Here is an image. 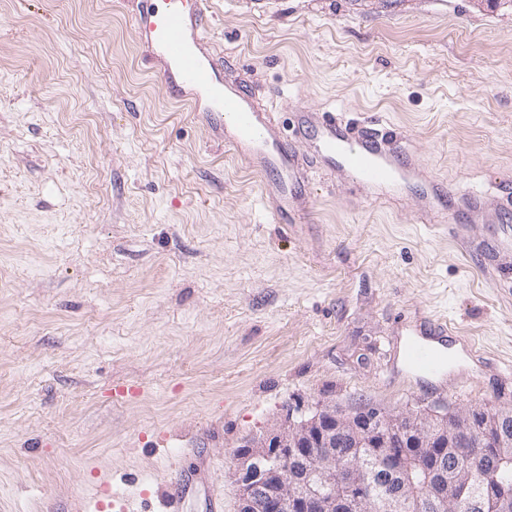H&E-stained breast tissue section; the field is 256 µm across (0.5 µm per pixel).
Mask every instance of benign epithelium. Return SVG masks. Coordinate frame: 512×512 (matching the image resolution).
I'll use <instances>...</instances> for the list:
<instances>
[{
    "instance_id": "1",
    "label": "benign epithelium",
    "mask_w": 512,
    "mask_h": 512,
    "mask_svg": "<svg viewBox=\"0 0 512 512\" xmlns=\"http://www.w3.org/2000/svg\"><path fill=\"white\" fill-rule=\"evenodd\" d=\"M512 408L383 414L316 403L288 410L242 440L232 479L237 512H512V492L475 493L473 474L491 459L512 463Z\"/></svg>"
}]
</instances>
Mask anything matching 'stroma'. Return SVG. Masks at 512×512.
<instances>
[{"label":"stroma","mask_w":512,"mask_h":512,"mask_svg":"<svg viewBox=\"0 0 512 512\" xmlns=\"http://www.w3.org/2000/svg\"><path fill=\"white\" fill-rule=\"evenodd\" d=\"M137 0H0V512H76L98 474L134 512H237L244 437L319 401L512 406V5L208 0V37L278 123L398 128L413 161L498 200L459 236L415 195L307 169L279 221L252 171L148 62ZM434 318L470 365L402 359Z\"/></svg>","instance_id":"obj_1"}]
</instances>
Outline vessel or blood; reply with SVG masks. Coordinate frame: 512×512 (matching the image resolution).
Instances as JSON below:
<instances>
[{
    "label": "vessel or blood",
    "mask_w": 512,
    "mask_h": 512,
    "mask_svg": "<svg viewBox=\"0 0 512 512\" xmlns=\"http://www.w3.org/2000/svg\"><path fill=\"white\" fill-rule=\"evenodd\" d=\"M206 11V0H138L135 21L168 94L196 104L211 125L223 130L225 146L267 176L266 190L277 213L295 212L304 183L295 140L247 86L225 81L223 64L206 43ZM300 124L313 146V162L339 170L348 188L395 198L405 184L420 177L425 194H453L451 187L423 176L401 138L385 128L358 130L333 113L307 110L301 111ZM404 358L428 375L443 369L437 348L419 337L409 341Z\"/></svg>",
    "instance_id": "obj_1"
}]
</instances>
